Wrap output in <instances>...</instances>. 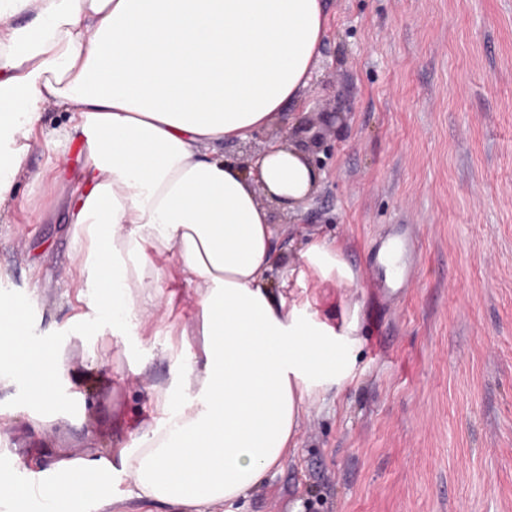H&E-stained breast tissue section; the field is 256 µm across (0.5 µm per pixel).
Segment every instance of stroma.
I'll use <instances>...</instances> for the list:
<instances>
[{
  "instance_id": "35a3bbf8",
  "label": "stroma",
  "mask_w": 512,
  "mask_h": 512,
  "mask_svg": "<svg viewBox=\"0 0 512 512\" xmlns=\"http://www.w3.org/2000/svg\"><path fill=\"white\" fill-rule=\"evenodd\" d=\"M326 8L304 107L328 149L313 199L276 227L269 285L289 305L315 296L297 275L305 240L342 243L352 278L307 313H356L353 377L318 389L270 489L232 512H512V0ZM67 119L50 108L0 223V298L65 362L51 411L23 384L0 390L13 418L0 474L24 483L58 457L128 444L129 420L185 360L162 335L86 332L69 222V170L85 157L60 132ZM400 227L416 247L387 293L378 251Z\"/></svg>"
}]
</instances>
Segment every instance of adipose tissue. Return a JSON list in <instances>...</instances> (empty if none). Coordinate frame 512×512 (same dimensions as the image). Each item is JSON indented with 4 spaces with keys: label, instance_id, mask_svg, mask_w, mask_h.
Returning <instances> with one entry per match:
<instances>
[{
    "label": "adipose tissue",
    "instance_id": "1",
    "mask_svg": "<svg viewBox=\"0 0 512 512\" xmlns=\"http://www.w3.org/2000/svg\"><path fill=\"white\" fill-rule=\"evenodd\" d=\"M327 33L322 0H0V219L47 105L69 114L86 156L70 222L86 242L78 296L122 335L158 302L193 289L192 352L150 401L147 421L96 466L63 459L37 487L0 478V500L31 512H108L125 497L208 512L267 484L295 448L312 387L342 383L352 356L337 322L286 307L268 284L279 255L266 193L298 211L318 174L293 145L250 166L225 157L299 104ZM342 246L314 239L299 277L351 278ZM25 308L0 302V385L56 401L57 347L35 344Z\"/></svg>",
    "mask_w": 512,
    "mask_h": 512
}]
</instances>
